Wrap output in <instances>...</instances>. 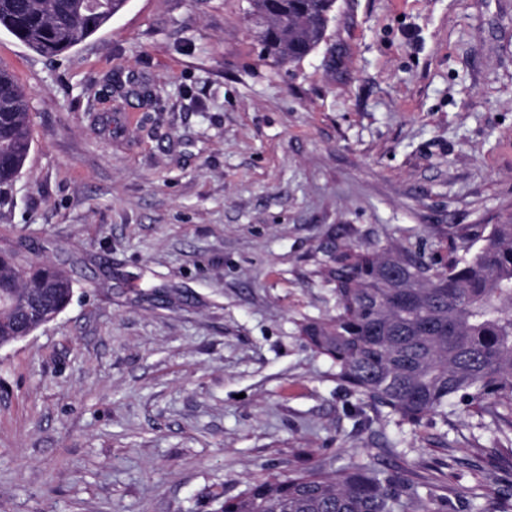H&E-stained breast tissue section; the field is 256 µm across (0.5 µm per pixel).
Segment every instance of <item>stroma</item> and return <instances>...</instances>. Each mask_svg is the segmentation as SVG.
Returning <instances> with one entry per match:
<instances>
[{"label":"stroma","mask_w":512,"mask_h":512,"mask_svg":"<svg viewBox=\"0 0 512 512\" xmlns=\"http://www.w3.org/2000/svg\"><path fill=\"white\" fill-rule=\"evenodd\" d=\"M247 6L129 0L51 60L0 31L33 137L0 248L74 280L0 347V512H217L367 464L474 512L512 481L489 416L398 422L303 333L336 313L330 243L439 260L512 218V0H337L280 67Z\"/></svg>","instance_id":"stroma-1"}]
</instances>
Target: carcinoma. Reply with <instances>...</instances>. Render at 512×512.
Listing matches in <instances>:
<instances>
[{"mask_svg":"<svg viewBox=\"0 0 512 512\" xmlns=\"http://www.w3.org/2000/svg\"><path fill=\"white\" fill-rule=\"evenodd\" d=\"M128 0H0V29L48 57L69 52L124 10ZM261 57L296 64L325 42L335 0H248ZM32 146L27 97L0 69V204ZM405 248L334 247L323 269L336 316L304 328L336 375L376 408L418 423L461 398L499 418L512 412V221L460 237L448 261L396 271ZM70 275L48 262L0 250V346L40 328L71 301ZM418 472L400 469L301 473L256 484L233 512H442L448 501L413 493Z\"/></svg>","mask_w":512,"mask_h":512,"instance_id":"carcinoma-1","label":"carcinoma"}]
</instances>
